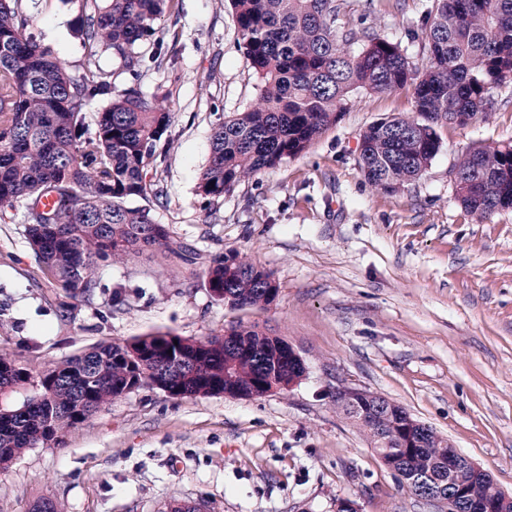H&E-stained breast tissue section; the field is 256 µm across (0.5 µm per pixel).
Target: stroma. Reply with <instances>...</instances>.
I'll return each instance as SVG.
<instances>
[{
    "label": "stroma",
    "instance_id": "obj_1",
    "mask_svg": "<svg viewBox=\"0 0 512 512\" xmlns=\"http://www.w3.org/2000/svg\"><path fill=\"white\" fill-rule=\"evenodd\" d=\"M432 0H346L344 29L399 43L413 65ZM33 31L81 73L80 29L93 0H19ZM166 60L132 72L99 58L116 89H140L175 114L173 143L150 181L156 223L196 264L150 251L100 263L89 298L66 297L42 271L20 224L0 223V351L29 381L0 400L21 407L48 369L92 348L161 332L203 340L232 325L290 343L304 378L260 398H172L141 388L79 424L65 445L25 450L0 470V512H439L402 489L366 433L336 411L339 385L386 397L447 438L512 493V209L481 220L456 196L469 148L512 143V81L466 126L442 125L423 175L387 194L358 167L363 131L417 119L410 89L351 96L336 126L302 156L223 197L196 192L210 136L254 103L257 79L239 47L229 0H173L161 21ZM235 249L272 272L266 308L215 299L205 270Z\"/></svg>",
    "mask_w": 512,
    "mask_h": 512
}]
</instances>
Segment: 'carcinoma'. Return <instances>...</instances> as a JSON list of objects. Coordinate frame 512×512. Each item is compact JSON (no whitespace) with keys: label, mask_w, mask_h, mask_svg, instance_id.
<instances>
[{"label":"carcinoma","mask_w":512,"mask_h":512,"mask_svg":"<svg viewBox=\"0 0 512 512\" xmlns=\"http://www.w3.org/2000/svg\"><path fill=\"white\" fill-rule=\"evenodd\" d=\"M172 0H106L85 15L87 50L83 71L72 74L53 50L30 31L18 0H0V204L23 208L24 237L44 272L71 298L96 288L99 263L131 253H188L170 228L154 222L150 208L134 205L164 188L146 182L150 164L164 160L174 113L135 88L112 91L98 63L110 51L134 71L160 66L141 45L161 32ZM244 58L260 78L256 101L216 124L197 195L221 197L262 172L305 153L336 125L351 93H382L410 87L423 118L420 132L398 133L401 117L370 125L361 135L360 171L370 185L399 191L419 177L440 149L439 123L464 125L462 116L484 112L492 91L512 81V0H433L421 29L427 57L411 65L400 45L364 32L343 30L345 0H230ZM95 98L107 105L87 122L84 106ZM456 192L462 206L480 219L512 208V145L477 147L462 154ZM51 199L45 205L42 199ZM229 249L215 255L206 271L214 296L232 305L265 308L271 273ZM221 336L189 340L179 351L162 334L137 338L148 364L132 366L131 343H110L56 365L57 380H40L42 391L16 409L0 408V465L36 447L49 428L65 443L68 433L124 396L131 379L155 383L162 367L179 387L177 397L209 396L232 385L263 396L262 382L274 370L288 374L277 340L250 325ZM27 381L20 372L0 373V398ZM336 409L360 426L378 454L392 460L401 484L408 476H447L452 446L431 431L404 448L401 422L381 424L336 399ZM468 498L494 497L491 482L467 480Z\"/></svg>","instance_id":"cac0c4a2"}]
</instances>
